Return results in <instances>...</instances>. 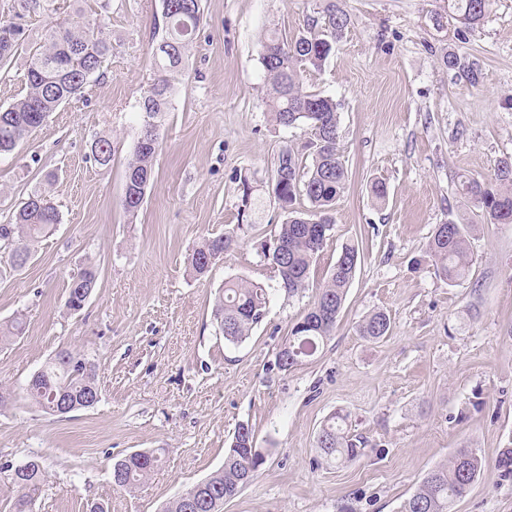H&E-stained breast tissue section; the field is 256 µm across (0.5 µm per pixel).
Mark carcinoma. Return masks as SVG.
<instances>
[{
	"label": "carcinoma",
	"mask_w": 512,
	"mask_h": 512,
	"mask_svg": "<svg viewBox=\"0 0 512 512\" xmlns=\"http://www.w3.org/2000/svg\"><path fill=\"white\" fill-rule=\"evenodd\" d=\"M164 28L154 52L158 77L145 92L140 103L141 134L128 162L124 184L123 206L136 213L145 202L154 180L156 152L159 147L160 119L169 109L174 84L169 74L175 72L188 57L193 36L201 16V0H162ZM491 0H448V16L466 28L480 25L489 11ZM348 25L347 14L336 8L328 10L324 28L307 25V31L288 41L275 33L265 35L259 43L260 63L269 87L268 107L273 120L285 128L303 126L310 138L299 151L288 145L280 150L274 169V192L278 206L286 213L272 245L262 253L275 270L280 288L293 296L308 286L311 270L319 253L332 237V212L343 193L347 170L337 153L339 113L329 97L307 91L302 72L306 67L322 69L336 39ZM20 26L0 18V65L8 62L20 46ZM112 56V43L104 35V23H90L69 15L59 17L46 29L43 42L29 53L25 74L26 94L3 108L0 107V153L16 149L27 136L40 127L49 115L63 104L84 96L93 77ZM449 69L462 72L470 83L478 82V73L466 59L445 53L442 57ZM93 160L107 165L112 160V141L98 137L91 145ZM495 183L468 178L462 183L463 194L481 215L492 224H512V157L499 161ZM306 199L308 208L301 206ZM59 212L50 197L34 192L21 202L16 212L0 224V249L13 267L30 259L33 246L55 231ZM474 225L450 220L435 225L428 243L438 276L453 285L465 279L472 257L469 237ZM238 243L237 229L205 239L187 257L189 270L202 277ZM357 246L342 247L336 263L310 308L292 326L288 340L278 352V367L288 370L312 356L321 342L336 329L359 262ZM97 270L87 264L74 274L68 285L67 306L73 311L83 308L85 299L96 288ZM267 289L257 283L229 280L216 298L212 315L224 339L238 343L250 335L269 313ZM391 319L383 311H375L358 324L360 335L377 340L388 335ZM98 392L94 367L81 354L62 349L32 376L26 393L45 413L56 416V401L64 396L73 411L85 408L83 400ZM348 415L338 411L323 424L318 448L326 460L343 465L357 459L360 449L350 439L344 425ZM253 441L252 429L238 426L224 456V467L200 482L201 506L196 512H223L225 497L238 495L247 485V474H255L259 461L249 458L247 448ZM158 456H125L115 462L118 474L113 485L132 490L144 481L158 465ZM482 462L471 448H461L449 463L431 470L415 492L400 507V512H451L452 503L462 497L479 478ZM44 474L40 462L31 459L12 477L17 497L11 512L25 504L23 512H31Z\"/></svg>",
	"instance_id": "cac0c4a2"
}]
</instances>
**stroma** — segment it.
<instances>
[{
  "instance_id": "1",
  "label": "stroma",
  "mask_w": 512,
  "mask_h": 512,
  "mask_svg": "<svg viewBox=\"0 0 512 512\" xmlns=\"http://www.w3.org/2000/svg\"><path fill=\"white\" fill-rule=\"evenodd\" d=\"M336 2L349 24L308 91L340 112L347 169L333 234L309 286L290 297L262 254L285 215L273 192L284 145L307 128L270 118L258 41L291 40L324 23ZM62 11L105 19L112 56L84 97L51 113L16 150L0 154V221L44 191L60 222L21 267L0 262V323L22 330L0 345V385L18 401L0 408V512L16 490L2 462L40 459L33 512H162L222 468L239 424L262 463L224 512H399L426 474L470 448L485 472L452 512H512V475L497 461L512 448V224L478 220L461 177L491 181L512 156V0H492L479 27L460 32L447 0H202L203 18L161 128L155 178L136 214L122 206L127 159L139 137V101L155 77L161 0H56ZM0 17L23 34L0 69V106L25 93L24 74L53 12L0 0ZM466 57L470 84L442 62ZM112 160L90 157L97 136ZM387 188L385 203L372 182ZM249 202H242V195ZM475 222L468 277L440 279L426 247L435 225ZM239 228V244L202 278L186 257L203 239ZM361 262L335 332L290 370L276 356L313 303L345 244ZM87 263L97 286L78 312L67 282ZM269 292V313L230 343L211 316L225 281ZM384 311L392 327L371 341L357 325ZM63 347L95 365L99 402L58 418L22 399L29 377ZM349 415L362 454L329 465L317 447L323 422ZM154 451L158 467L130 492L115 489L113 464Z\"/></svg>"
}]
</instances>
